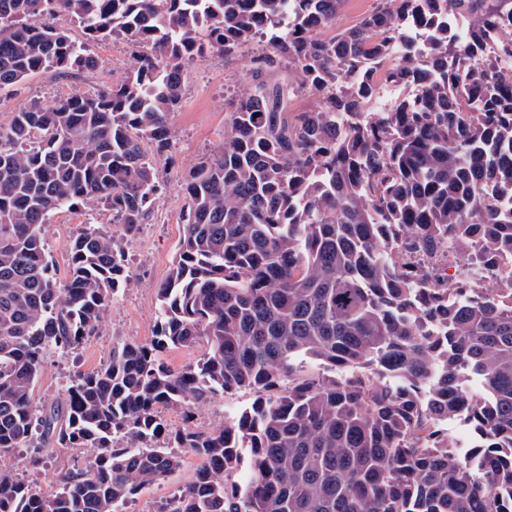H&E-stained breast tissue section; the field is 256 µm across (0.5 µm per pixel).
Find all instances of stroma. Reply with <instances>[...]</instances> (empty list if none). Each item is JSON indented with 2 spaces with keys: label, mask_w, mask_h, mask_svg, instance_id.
Masks as SVG:
<instances>
[{
  "label": "stroma",
  "mask_w": 512,
  "mask_h": 512,
  "mask_svg": "<svg viewBox=\"0 0 512 512\" xmlns=\"http://www.w3.org/2000/svg\"><path fill=\"white\" fill-rule=\"evenodd\" d=\"M92 53L100 67L65 77L54 72L32 74L14 93L0 97V124L10 121L14 112L38 104L53 106L73 93L92 95L99 89L121 82L134 65L129 49L119 42L93 44ZM256 47L250 46L234 59L207 51L196 57L184 72L185 97L182 107L170 118L173 130L168 159L157 163L163 192L147 224L126 245L129 278L120 288L105 316L103 329L69 354L49 352L34 391L37 404L61 401L63 388L76 374L101 368L112 352L116 339L145 343L154 333L157 289L169 273L183 235L181 214L186 205L185 183L190 171L224 146V116L229 103L243 84ZM112 229V214L100 205H86L57 213L46 229V252L59 275H66L70 243L85 223ZM252 392L239 390L200 405L194 412L193 426L210 430L226 415L251 405ZM87 452L81 448L46 447L38 464H31L25 452L6 458L5 463L30 484L50 493L61 475L85 465ZM201 465L199 458L184 454L182 464L163 480L145 488L130 504L129 512H155L158 502L190 483Z\"/></svg>",
  "instance_id": "1"
}]
</instances>
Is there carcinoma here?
<instances>
[{
    "label": "carcinoma",
    "instance_id": "carcinoma-1",
    "mask_svg": "<svg viewBox=\"0 0 512 512\" xmlns=\"http://www.w3.org/2000/svg\"><path fill=\"white\" fill-rule=\"evenodd\" d=\"M341 2L0 0V95L97 69L47 22L57 12L134 54L122 82L0 125V455L88 451L50 494L0 468V512H128L180 466L176 448L202 465L156 512H512V37L480 54L512 0H375L321 36ZM452 11L462 39L441 25ZM415 21L435 27L424 51L405 41ZM255 42L224 148L186 182L152 340L113 342L106 366L37 407L46 351L98 335L127 279L184 67ZM378 66L413 92L376 107ZM300 96L313 105L296 112ZM90 202L116 230L82 228L61 279L46 224ZM201 341L196 363L165 362ZM241 389L256 400L209 431L159 414L188 421Z\"/></svg>",
    "mask_w": 512,
    "mask_h": 512
}]
</instances>
